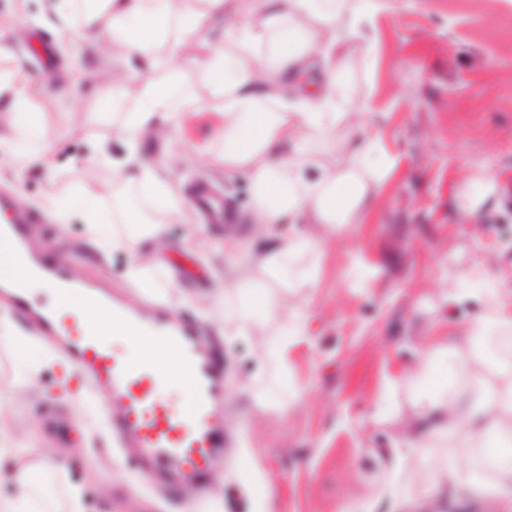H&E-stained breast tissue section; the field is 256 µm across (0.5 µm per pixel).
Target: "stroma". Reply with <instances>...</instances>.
<instances>
[{"mask_svg": "<svg viewBox=\"0 0 512 512\" xmlns=\"http://www.w3.org/2000/svg\"><path fill=\"white\" fill-rule=\"evenodd\" d=\"M52 2L0 0V13L15 18L13 54L0 59V72L31 80L57 162L51 171L22 167L1 147L0 191L43 214L31 227L35 242L61 255L79 279L198 320L204 338L224 353L228 446L211 466L209 507L199 506L190 488L159 499L148 477L132 473L114 451L97 389L80 372L52 365L6 408L16 430L31 432L19 454L33 447L63 458L57 476L83 487V512H344L354 501L390 512L378 486L395 474L393 440L415 427L416 386L403 381L404 372L424 349L447 348L474 315L483 288L471 276L475 267L512 272V0H397L374 16V63L350 79L370 98L373 127L397 157V171L362 223L327 245L317 286L296 280L284 292L285 302L307 305L308 328L289 338L284 366L263 369L251 355L259 337L225 335L224 319L211 307L225 240L235 238L250 254L268 244L251 225L230 236L220 224L194 234L170 221L168 246L151 267L157 286L145 294L125 277L136 253L100 254L82 209L63 221L44 214L42 201L71 195L81 166L99 149L117 162L126 155L103 97L70 80L76 70H108L113 61L83 42H55L46 23ZM214 120L213 113H193L185 125L170 126L166 139L141 143L139 155L156 161L174 153L171 180L222 187L242 216L253 203L248 181L206 157ZM476 196L479 220L472 224L461 204ZM257 382L271 387L261 401L250 392ZM245 457L271 482L268 499L255 501L241 482Z\"/></svg>", "mask_w": 512, "mask_h": 512, "instance_id": "stroma-1", "label": "stroma"}]
</instances>
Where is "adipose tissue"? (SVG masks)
<instances>
[{
  "label": "adipose tissue",
  "mask_w": 512,
  "mask_h": 512,
  "mask_svg": "<svg viewBox=\"0 0 512 512\" xmlns=\"http://www.w3.org/2000/svg\"><path fill=\"white\" fill-rule=\"evenodd\" d=\"M395 0H55L51 24L57 42H91L99 55L125 61L146 59L157 77L151 81L116 68L112 73L79 70L75 83H111L106 105L112 132L129 148L125 166L148 208L128 203L108 213L98 200L111 192L93 168L83 170L79 199L51 196L44 208L61 216L82 204L90 234L100 249L130 248L143 241L163 243V224L184 219L182 198L157 168L138 162L137 148L161 138L168 123L189 112L220 113L212 131L214 162L225 173L245 175L254 201L245 216L272 246L241 265L238 245L224 253L230 274L215 306L224 310L228 336H263L270 321L282 326L279 340L257 348L259 362H283L288 339L303 335L306 313L282 303L297 262L320 258L328 242L360 223L371 198L397 168L380 135L369 129L371 102L357 98L347 79L352 66L367 65L375 39L364 26ZM81 25H74L76 6ZM200 63L197 84H188L176 58ZM0 126L22 164L52 169L56 160L46 144V129L25 76L0 75ZM487 291L481 310L455 337L447 352L427 351L412 374L417 385L414 410L426 428L407 434L392 448L409 461L405 483L388 486L396 512H433L455 498L490 500L499 512H512V282L485 272ZM86 328L111 337L123 356L137 363L154 353L134 333L94 314L81 318ZM19 352L17 378L26 386L38 362H51L50 344L31 336H12ZM442 442L459 458L431 463L420 449ZM0 512H80L77 486L54 482V472L39 449L19 457L0 437Z\"/></svg>",
  "instance_id": "obj_1"
}]
</instances>
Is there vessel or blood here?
<instances>
[{"instance_id": "vessel-or-blood-1", "label": "vessel or blood", "mask_w": 512, "mask_h": 512, "mask_svg": "<svg viewBox=\"0 0 512 512\" xmlns=\"http://www.w3.org/2000/svg\"><path fill=\"white\" fill-rule=\"evenodd\" d=\"M191 201L211 223L230 217L223 195L208 184H196ZM40 221L38 214L0 199V297L12 317L55 341L69 363L109 392V425L120 446L133 449L131 468L148 474L171 497L188 485L205 488L211 464L225 447L222 349L203 339L192 317L157 305L132 308L109 289L74 281L66 267L32 244L29 227ZM29 276L136 333L157 347V355L132 364L113 353L111 337L92 328L72 332L54 306L32 299L25 284ZM179 374L192 386L191 405L181 412L165 397L166 385Z\"/></svg>"}]
</instances>
